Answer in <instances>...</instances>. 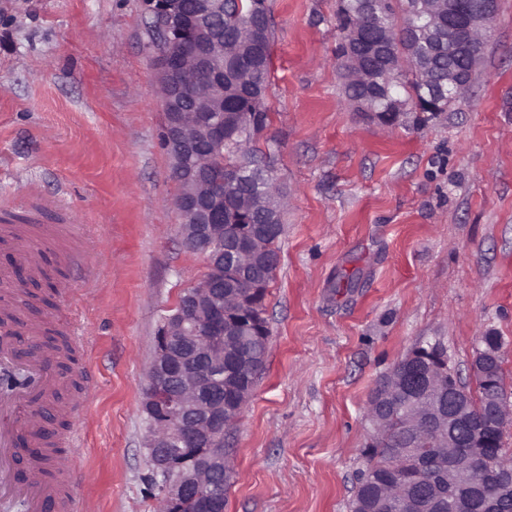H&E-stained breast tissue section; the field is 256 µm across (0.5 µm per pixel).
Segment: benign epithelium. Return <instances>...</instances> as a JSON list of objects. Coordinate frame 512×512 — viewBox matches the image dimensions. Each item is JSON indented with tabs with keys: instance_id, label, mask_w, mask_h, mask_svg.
<instances>
[{
	"instance_id": "1",
	"label": "benign epithelium",
	"mask_w": 512,
	"mask_h": 512,
	"mask_svg": "<svg viewBox=\"0 0 512 512\" xmlns=\"http://www.w3.org/2000/svg\"><path fill=\"white\" fill-rule=\"evenodd\" d=\"M148 23L156 33L155 66L163 110V145L170 174L179 185L175 208L179 235L186 252L203 257L206 270L184 289L172 313L155 336L148 385L140 413L148 423L145 448L149 483L159 512H224L222 488L231 471L224 437L239 419L250 387L224 400V357L239 352L235 373L260 372L263 361L253 349L264 342L254 334L263 314L258 299L267 287L264 268L269 261L267 241L281 221L280 199L268 163L254 162L249 150L254 121L248 114L224 111V73L236 64L233 77L241 84L260 69L258 51L266 29L248 24L238 38L224 40L216 19L224 15V0H145ZM498 0H403L396 11V28L404 45L391 54V24L375 22L378 0H359L353 24L343 34V71L361 95L354 111L381 124L393 125L405 114L403 101L391 95V78L408 61L420 73L429 109L457 100L470 87L481 62ZM454 50L464 67L453 64L441 74L429 62L426 47ZM384 98L388 111L373 107ZM237 158L234 181L257 172V188L234 196V210L245 216L262 214L263 224H250L230 248H224V184L211 176L214 161L224 149ZM238 267L247 282L224 288V265ZM496 346L481 343L471 361V376L486 394L488 426L504 430L512 422V400L502 383L490 378L499 359ZM419 359L426 373L413 385L397 373V363L379 380L368 400L366 417L372 433L367 446L383 439L387 419L381 408L391 396L406 397L405 410L421 414L422 431L448 447L476 444L483 428L471 425L474 408L443 345H419L408 360ZM479 467L463 459L448 465V482Z\"/></svg>"
}]
</instances>
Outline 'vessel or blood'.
I'll return each mask as SVG.
<instances>
[{
    "instance_id": "1",
    "label": "vessel or blood",
    "mask_w": 512,
    "mask_h": 512,
    "mask_svg": "<svg viewBox=\"0 0 512 512\" xmlns=\"http://www.w3.org/2000/svg\"><path fill=\"white\" fill-rule=\"evenodd\" d=\"M0 237L9 239L15 255L0 266V364L21 367L27 379L0 392V497L21 498L29 512H78L80 481L74 468L61 462L55 452L58 435L47 410H60L59 397L71 381L50 365L60 352L43 341L44 325L30 324L21 316L12 282L24 274L42 275L43 258L57 240L70 247L66 259L82 251L84 240L66 226L46 227L33 237L26 225L2 224Z\"/></svg>"
}]
</instances>
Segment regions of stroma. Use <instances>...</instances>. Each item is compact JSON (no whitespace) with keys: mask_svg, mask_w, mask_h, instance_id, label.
I'll use <instances>...</instances> for the list:
<instances>
[{"mask_svg":"<svg viewBox=\"0 0 512 512\" xmlns=\"http://www.w3.org/2000/svg\"><path fill=\"white\" fill-rule=\"evenodd\" d=\"M275 40L254 145L284 195L265 370L226 440L224 512H347L377 380L441 338L467 370L501 336L512 393V0L466 95L423 122L353 111L337 0H267ZM143 0H0V199L15 224H80L47 254L45 315L72 312L89 371L62 456L81 512H154L139 403L159 322L204 272L181 246Z\"/></svg>","mask_w":512,"mask_h":512,"instance_id":"obj_1","label":"stroma"}]
</instances>
